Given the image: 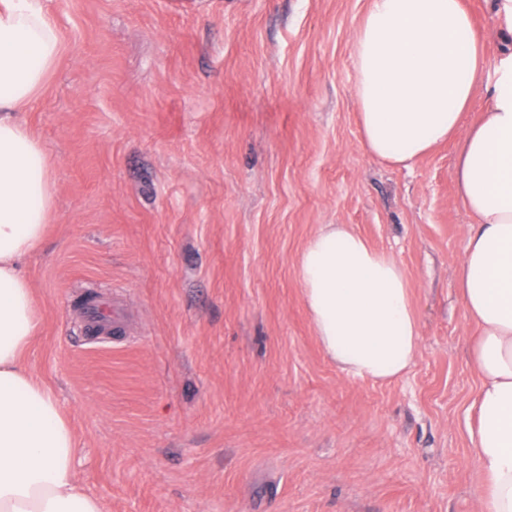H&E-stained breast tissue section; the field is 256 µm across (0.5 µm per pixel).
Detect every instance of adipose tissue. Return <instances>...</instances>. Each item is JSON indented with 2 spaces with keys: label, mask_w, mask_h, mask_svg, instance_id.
I'll use <instances>...</instances> for the list:
<instances>
[{
  "label": "adipose tissue",
  "mask_w": 512,
  "mask_h": 512,
  "mask_svg": "<svg viewBox=\"0 0 512 512\" xmlns=\"http://www.w3.org/2000/svg\"><path fill=\"white\" fill-rule=\"evenodd\" d=\"M62 53L41 0H0V512H102L76 477L62 406L25 359L39 318L20 262L42 245L55 196L25 114ZM352 54L362 141L374 157L406 167L461 139L457 194L475 222L458 283L481 381L470 434L482 477L474 512H512V37L489 72L463 0H370ZM483 83L490 106L464 125ZM295 273L320 345L345 376L390 382L410 373L421 324L391 255L350 225L325 224Z\"/></svg>",
  "instance_id": "1"
}]
</instances>
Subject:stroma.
Instances as JSON below:
<instances>
[{"mask_svg":"<svg viewBox=\"0 0 512 512\" xmlns=\"http://www.w3.org/2000/svg\"><path fill=\"white\" fill-rule=\"evenodd\" d=\"M65 53L26 118L55 216L22 262L27 352L103 512H473L479 378L457 269L473 216L455 142L372 157L351 46L369 0H42ZM499 55L493 0H464ZM349 224L405 269L421 354L345 377L295 265ZM123 303L87 336L78 307Z\"/></svg>","mask_w":512,"mask_h":512,"instance_id":"35a3bbf8","label":"stroma"}]
</instances>
